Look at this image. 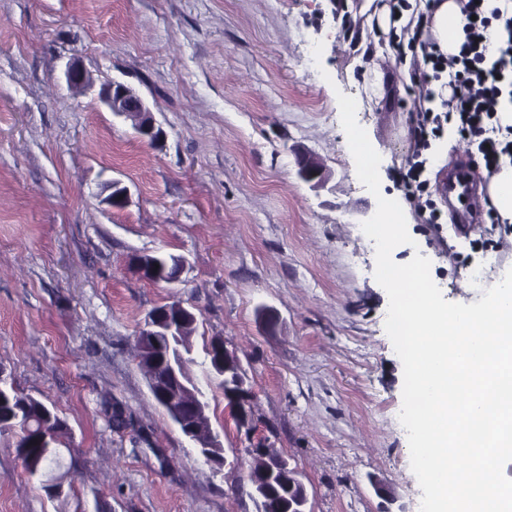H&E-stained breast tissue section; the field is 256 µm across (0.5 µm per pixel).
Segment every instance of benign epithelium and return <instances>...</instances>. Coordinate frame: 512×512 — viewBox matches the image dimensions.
Returning <instances> with one entry per match:
<instances>
[{
    "label": "benign epithelium",
    "mask_w": 512,
    "mask_h": 512,
    "mask_svg": "<svg viewBox=\"0 0 512 512\" xmlns=\"http://www.w3.org/2000/svg\"><path fill=\"white\" fill-rule=\"evenodd\" d=\"M68 84L87 90L91 85L86 81L83 71L75 63H70L64 70ZM99 101L105 104L115 115L135 114L139 117L136 131L144 138L159 139L161 129L155 126L151 112L143 100L127 85L112 82L103 86L99 93ZM301 179L307 183L321 184L325 182L322 166L305 157L299 167ZM162 255L155 254L149 259H135V267L139 274L150 273L154 281L160 282ZM175 316H163L157 310H151L144 320L138 335L141 341L149 336H164L167 340H177L187 335V331L197 324V317L188 308L174 304ZM215 346L219 355L207 362L209 384H215L224 390V399L228 401V409L232 410L238 422V428L251 432L253 430L250 404L253 398L252 389L248 386L247 375L241 366L237 351L218 340ZM150 389L153 395L161 399L169 407L175 423L182 433L197 444V449L204 461L216 469L226 464L223 443L220 436L205 429L204 421L209 403L203 388L195 383L193 377L186 372V357L176 360L163 358L151 374ZM251 496L256 504H261L265 495L274 486L282 485L289 491H298V507L305 509L308 493L298 470L291 466L288 458L277 456L248 478Z\"/></svg>",
    "instance_id": "benign-epithelium-1"
}]
</instances>
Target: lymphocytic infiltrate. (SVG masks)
I'll return each mask as SVG.
<instances>
[{
    "mask_svg": "<svg viewBox=\"0 0 512 512\" xmlns=\"http://www.w3.org/2000/svg\"><path fill=\"white\" fill-rule=\"evenodd\" d=\"M487 0H466L463 10L470 15L467 37L458 55L445 57L436 42L422 43L423 66L414 68L412 80L421 85L446 81L451 90L448 110L438 115L419 113L409 168L403 176L407 194L423 191L420 176L424 164L421 156L431 139L440 137L446 124H454L457 134L477 142L488 172H496L502 156H512V141L491 137L497 123L502 97L512 98V16L500 9H488ZM502 22L506 40L497 51L489 49V31L494 22Z\"/></svg>",
    "mask_w": 512,
    "mask_h": 512,
    "instance_id": "obj_1",
    "label": "lymphocytic infiltrate"
}]
</instances>
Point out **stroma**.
<instances>
[{
	"label": "stroma",
	"instance_id": "35a3bbf8",
	"mask_svg": "<svg viewBox=\"0 0 512 512\" xmlns=\"http://www.w3.org/2000/svg\"><path fill=\"white\" fill-rule=\"evenodd\" d=\"M363 0H0V368L68 425L60 493L29 477L0 439V512H256L247 472L258 451L288 457L307 512H420L402 408L403 366L385 330L389 298L375 245L359 232L377 196L405 200L411 244L445 300L481 299L512 268V224L457 223L442 192L450 168L478 174L455 132L428 195L438 223L405 198L400 170L415 99L386 44L358 51L344 25ZM77 61L92 91L60 72ZM384 75L382 96L363 74ZM117 80L150 109L160 139L138 137L96 90ZM381 157L380 192L359 181L338 94ZM329 179H300L298 153ZM129 194L112 207L113 182ZM186 260L180 283H152L134 256ZM198 319L205 347L236 349L253 390L240 431L207 387L224 446L206 464L154 399L137 334L155 307ZM274 310L268 326L262 309ZM121 411L125 428L110 426Z\"/></svg>",
	"mask_w": 512,
	"mask_h": 512
}]
</instances>
